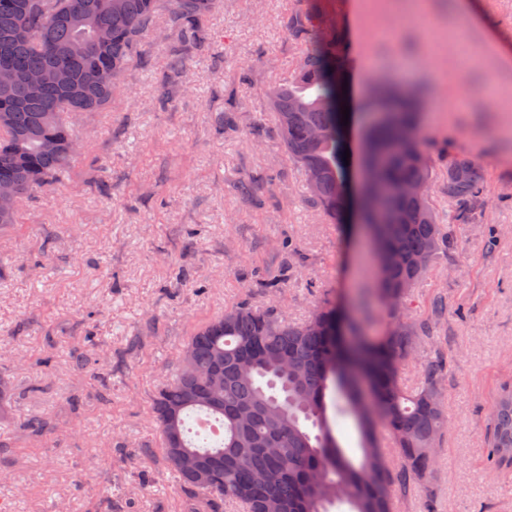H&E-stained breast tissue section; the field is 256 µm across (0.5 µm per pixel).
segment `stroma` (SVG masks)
Segmentation results:
<instances>
[{"label": "stroma", "instance_id": "1", "mask_svg": "<svg viewBox=\"0 0 512 512\" xmlns=\"http://www.w3.org/2000/svg\"><path fill=\"white\" fill-rule=\"evenodd\" d=\"M224 0L213 15L210 56L157 97L167 46L147 39L109 107L77 117L84 147L52 192L33 191L18 222L0 234V372L19 385L16 419L0 424V471L20 497L0 512H182L165 466L151 402L196 329L247 301L266 305L260 278L287 274L277 297L290 319L365 294L370 334L391 318L365 252L309 200L278 135L267 89L293 74L297 49L283 31L289 8L341 21L352 47L349 76L364 57L379 71L444 98L420 136L437 178L450 157L481 165L489 207L459 229L464 247L418 283L403 319L426 316L436 295L448 310L436 334L450 356L444 385L450 424L429 476L398 497L396 512H512V468L487 461L488 412L512 381V72L474 56L482 29L512 44V0H478L481 29L450 0H432L436 21L411 17V0L374 8L348 0ZM427 67L413 60L425 48ZM231 110L223 125L217 116ZM254 184L251 197L239 183ZM194 276L188 284L178 270ZM92 360L78 371L73 355ZM54 422L42 441L23 426Z\"/></svg>", "mask_w": 512, "mask_h": 512}]
</instances>
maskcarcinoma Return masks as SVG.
Wrapping results in <instances>:
<instances>
[{"mask_svg":"<svg viewBox=\"0 0 512 512\" xmlns=\"http://www.w3.org/2000/svg\"><path fill=\"white\" fill-rule=\"evenodd\" d=\"M221 0H0V192L27 197L69 175L80 145L70 119L100 112L112 101L144 39L165 19L167 81L159 100H171L170 79L189 75L211 50L209 19ZM288 39L300 47L291 79L268 91L270 109L288 156L310 201L335 223L352 213L343 161L348 127L342 92L349 36L324 27L298 9L285 20ZM40 84L31 89L26 76ZM422 89L397 84L357 102L363 165L370 167L356 221L389 259L375 267L379 294L395 298L393 325L365 337L360 320L334 306L291 322L271 304L242 303L197 329L174 373L152 399L163 458L179 479L185 512H392L398 494L433 470L435 448L448 430L442 385L450 370L443 353L422 367L416 386L400 383L399 368L420 342L434 338L445 314L437 296L430 314L404 322L396 312L410 304L415 285L434 263L463 249L458 229L485 211L488 198L480 164L448 159L449 213L433 204V172L418 127ZM424 185L422 196L409 194ZM352 419L361 458L346 457L328 416ZM14 383L0 374V422L13 414ZM382 426L397 448L392 469L377 438ZM29 437L49 432L47 418L25 424ZM211 472L202 483L177 462L176 448ZM488 456L512 467V383L504 384L490 414Z\"/></svg>","mask_w":512,"mask_h":512,"instance_id":"carcinoma-1","label":"carcinoma"}]
</instances>
